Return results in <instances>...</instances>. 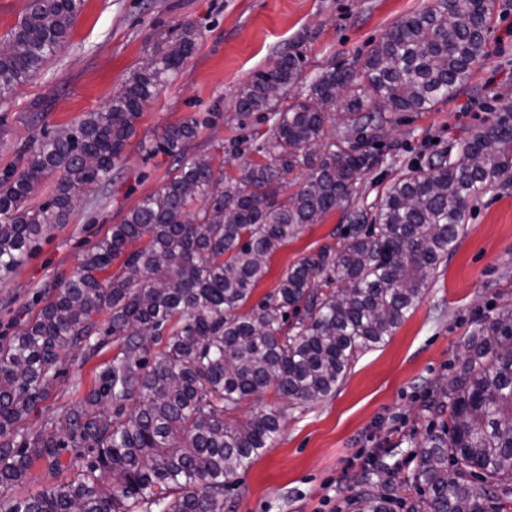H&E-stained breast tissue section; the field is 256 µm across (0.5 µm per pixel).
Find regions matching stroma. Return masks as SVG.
Wrapping results in <instances>:
<instances>
[{"label": "stroma", "mask_w": 512, "mask_h": 512, "mask_svg": "<svg viewBox=\"0 0 512 512\" xmlns=\"http://www.w3.org/2000/svg\"><path fill=\"white\" fill-rule=\"evenodd\" d=\"M427 0H83L64 48L39 74L0 98V174L22 170L33 138L62 132L104 109L154 46L195 27L198 44L143 109L110 181L78 200L68 223L54 224L16 270L0 274V343L36 314L52 292L76 275L88 250L112 225L166 183L172 164L146 155L144 141L192 116L210 121L187 145L186 158H208L236 136L230 116L239 89L288 52L302 56L297 96L338 63L362 68L367 53L398 19ZM484 58L458 91L427 112H402L385 127V163L357 184L355 208L376 202L408 167L427 168L440 154L512 113V0H492ZM347 220L328 212L276 250L251 303L276 291L302 257L340 246ZM512 307V186L477 199L454 254L434 271L416 309L382 347L353 362L336 393L287 410L271 450L224 495V512H349L360 472L375 456L396 465L405 484L419 460V443L438 429L424 411L430 388L449 380L465 338L478 322ZM109 344L84 360L71 352L48 398L20 420L22 432L76 405L95 365L115 355Z\"/></svg>", "instance_id": "35a3bbf8"}]
</instances>
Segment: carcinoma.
Listing matches in <instances>:
<instances>
[{
    "label": "carcinoma",
    "mask_w": 512,
    "mask_h": 512,
    "mask_svg": "<svg viewBox=\"0 0 512 512\" xmlns=\"http://www.w3.org/2000/svg\"><path fill=\"white\" fill-rule=\"evenodd\" d=\"M82 0H31L0 53V98L38 73L66 41ZM491 6L428 0L394 22L369 50L361 76L346 64L315 77L302 101L269 89L300 78L289 53L240 90L239 129L266 124L265 138L231 141L264 161L237 175L210 160L186 161V145L209 118L164 129L145 151L173 158L174 176L146 197L111 236L86 253L81 270L0 345V512H224V492L273 448L283 411L244 401L274 390L300 407L336 391L355 358L388 342L451 254L471 204L512 185V114L429 162L411 167L367 209L347 210V242L301 258L276 291L239 309L268 271L271 255L305 226L349 202L355 184L384 162L376 146L396 112H425L446 99L483 55ZM197 43L191 27L167 40L112 102L30 147L24 170L0 177V271L21 265L52 224H65L77 195L104 182L136 120ZM377 97L365 110V92ZM346 122L332 136L336 110ZM305 172L295 191L286 176ZM58 175L38 208L28 201ZM146 243L134 250L128 246ZM117 271H112L114 265ZM104 316L98 322L96 316ZM165 341L151 360L142 336ZM119 345L95 370L73 409L18 435L16 424L49 395L57 363L84 349ZM512 308L484 319L464 342L459 369L439 383L425 410L441 429L420 444L409 482L421 496L408 512H512ZM141 402L135 408L130 404ZM69 481L26 499L11 491L34 462L61 467ZM350 512H393L398 492L375 459L359 474Z\"/></svg>",
    "instance_id": "cac0c4a2"
}]
</instances>
